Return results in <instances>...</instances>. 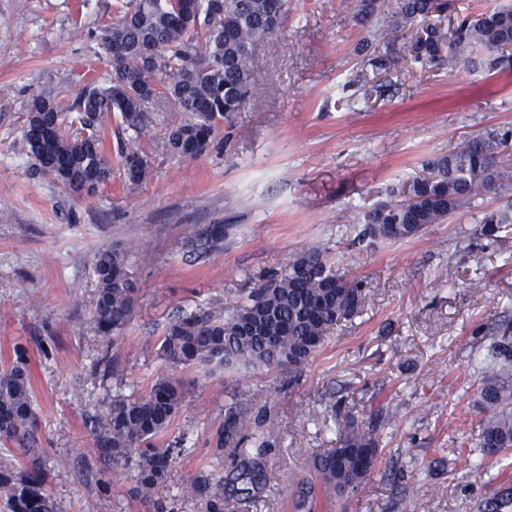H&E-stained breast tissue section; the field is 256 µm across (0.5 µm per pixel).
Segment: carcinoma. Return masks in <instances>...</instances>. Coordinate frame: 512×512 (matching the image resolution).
<instances>
[{"label": "carcinoma", "instance_id": "1", "mask_svg": "<svg viewBox=\"0 0 512 512\" xmlns=\"http://www.w3.org/2000/svg\"><path fill=\"white\" fill-rule=\"evenodd\" d=\"M288 0H126L121 18L98 38L100 53L112 64L109 85H86L67 104L48 86L32 99L23 128L22 147L35 160L36 172L71 195L94 196L111 177L102 149L106 121L116 112L136 136L118 145L127 188L147 177L149 163L139 139L148 134L149 107L163 102L184 115L168 134L172 152L186 158L206 153L221 125L247 99L265 39L278 27ZM450 8L447 0H399L395 23H419L411 45L419 62L447 60L448 67H512V4L456 18L441 56V29L429 22ZM487 53L477 58L475 52ZM512 156V130L477 134L446 155L427 160V176L413 180L400 198L364 211L356 242L384 239L402 242L426 226L440 224L472 206L474 199L509 179L504 159ZM512 225V207L485 213L479 235L498 237ZM224 225H193L185 245L205 254L222 246ZM315 246L266 277L232 310L203 312L193 319L175 318L165 328L159 357L176 368L209 364L237 368L304 369L343 320L361 303V280H347ZM96 283L93 323L103 337L118 338L131 321L140 290L131 251L112 247L92 261ZM494 357L479 390L482 420L478 447L486 456L512 448V327L498 330ZM185 398L184 384L160 376L144 394L115 393L105 411L92 419L97 480L101 494L110 491L105 470L134 467L132 495L150 512H174L160 494L172 464L169 450L154 440L170 426ZM37 412L27 363L22 354L0 368V442L21 453L25 466H0V499L7 512H59L44 486L42 449L36 447ZM380 422L338 414L336 447L310 455L309 466L325 490L351 497L375 469ZM267 408L250 412L238 403L224 411L213 434L214 456L235 450L240 462L230 481L249 498L269 481L265 459L273 447ZM202 472L183 494L202 512H224V478L218 469Z\"/></svg>", "mask_w": 512, "mask_h": 512}]
</instances>
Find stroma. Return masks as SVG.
<instances>
[{
  "label": "stroma",
  "mask_w": 512,
  "mask_h": 512,
  "mask_svg": "<svg viewBox=\"0 0 512 512\" xmlns=\"http://www.w3.org/2000/svg\"><path fill=\"white\" fill-rule=\"evenodd\" d=\"M360 23L352 0H288L266 41L241 112L204 155L167 144L181 113L156 106L141 148L150 172L128 189L107 122L112 177L77 199L36 174L19 146L32 98L54 86L61 101L109 62L95 37L118 0H0V365L23 349L38 413L46 487L61 512H146L132 498L133 470L111 469L99 494L83 461L90 419L117 379L146 392L157 376L184 383L179 412L157 440L181 446L164 493L175 512H198L182 487L216 464L210 442L231 398L271 409L270 481L247 499L225 485L226 512H295L294 493L314 450L336 445L335 407L381 419L375 470L345 507L316 493L311 512H490L512 496V450L477 445V390L496 327L512 321V230L479 234L483 213L512 199V183L478 196L471 211L413 239L353 245L363 211L424 176L425 162L468 137L512 128V70L420 64L412 29L388 23L397 0H379ZM400 55L380 69L372 58ZM220 224L223 245L183 248L187 227ZM119 245L139 255L141 296L117 339L92 322L94 255ZM340 274L364 282L361 305L301 371L175 369L158 349L176 317L231 309L272 271L311 247ZM117 376H109L108 368Z\"/></svg>",
  "instance_id": "stroma-1"
}]
</instances>
